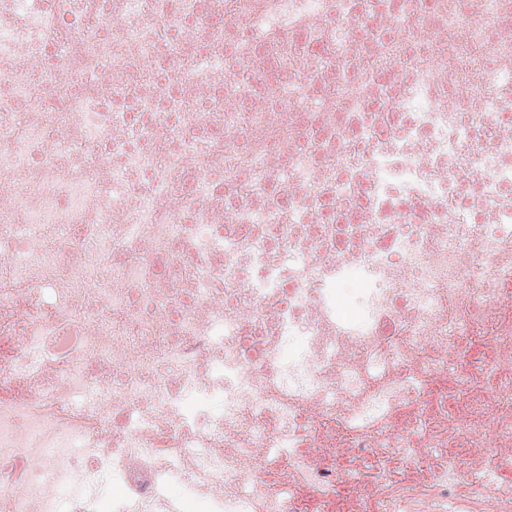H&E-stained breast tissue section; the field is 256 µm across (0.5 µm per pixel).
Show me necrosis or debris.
I'll return each instance as SVG.
<instances>
[{"instance_id": "obj_1", "label": "necrosis or debris", "mask_w": 512, "mask_h": 512, "mask_svg": "<svg viewBox=\"0 0 512 512\" xmlns=\"http://www.w3.org/2000/svg\"><path fill=\"white\" fill-rule=\"evenodd\" d=\"M512 512V0H0V512Z\"/></svg>"}]
</instances>
